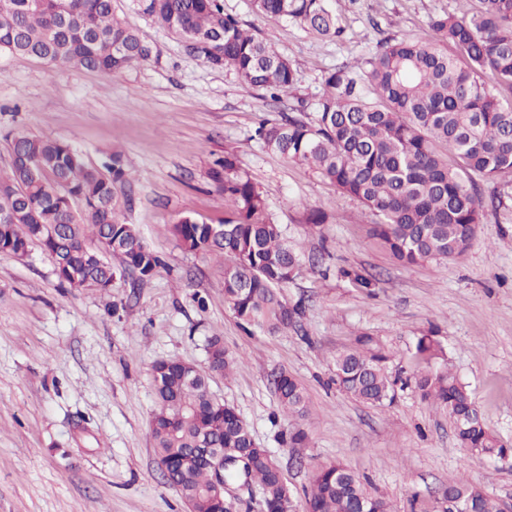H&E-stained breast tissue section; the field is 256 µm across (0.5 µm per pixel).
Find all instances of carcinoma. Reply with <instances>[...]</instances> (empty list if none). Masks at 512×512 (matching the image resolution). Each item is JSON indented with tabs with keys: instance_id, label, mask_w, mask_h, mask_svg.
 <instances>
[{
	"instance_id": "obj_1",
	"label": "carcinoma",
	"mask_w": 512,
	"mask_h": 512,
	"mask_svg": "<svg viewBox=\"0 0 512 512\" xmlns=\"http://www.w3.org/2000/svg\"><path fill=\"white\" fill-rule=\"evenodd\" d=\"M0 9V52L31 55L59 66L107 74L153 59L152 48L121 20L112 0H6ZM143 11L175 36L186 54L233 71L248 87L273 99L296 95L298 76L272 42L224 13L223 0H142ZM270 20L289 19L325 38L343 33L330 0H251ZM462 16L430 18L431 35L391 39L355 66L328 72L314 116L284 115L255 130L271 152L304 165L364 204L378 217L371 236L399 263L455 259L471 247L484 217L482 187L492 197L512 187V103L495 91L512 90V0H478ZM10 170L0 173V249L24 256L41 246L70 288L108 286L117 278L142 281L163 261L125 221L131 180L122 155L90 168L71 146L20 133L11 142ZM210 178L230 203L222 224L185 216L173 236L190 252L224 259V299L245 328L276 334L296 325L299 307L278 288L292 280L300 255L273 221L266 199L230 154L214 162ZM79 202L81 209H73ZM207 369L178 359L152 366L151 420L156 462L191 512H225L213 497V471L202 448L229 454L224 481L242 477L262 492L265 512H390L368 494L358 474L336 462L311 474L301 506L234 407L212 395L208 375L228 373L235 360L218 337L207 344ZM423 365L402 379L372 336L361 333L336 353L332 382L356 401L382 406L406 387L442 404L458 444L485 460L512 457L483 422L465 383L449 369L433 330L416 338ZM288 417L282 444L303 447L309 414L303 386L287 372L275 380ZM436 512H501L500 504L462 477L448 481Z\"/></svg>"
}]
</instances>
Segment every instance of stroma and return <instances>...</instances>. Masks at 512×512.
<instances>
[{
	"label": "stroma",
	"mask_w": 512,
	"mask_h": 512,
	"mask_svg": "<svg viewBox=\"0 0 512 512\" xmlns=\"http://www.w3.org/2000/svg\"><path fill=\"white\" fill-rule=\"evenodd\" d=\"M113 4L158 62L105 74L1 54L0 172L19 133L69 144L95 168L120 152L131 175L127 220L165 264L150 279L100 291L60 286L40 246L0 253V512H188L155 461L151 366L179 359L206 368L214 336L238 365L214 376L210 390L270 450L296 503L313 467L339 461L391 512H432L454 476L511 507L512 463L461 448L444 406L409 388L392 404L364 405L330 377L336 352L361 332L386 347L393 372L410 376L416 336L436 329L486 426L512 445V196L486 209L462 257L403 265L370 238L369 209L254 137L259 119L279 120L299 101L314 114L330 69L356 64L382 40L425 32L431 16L458 12L460 0H336L344 27L336 40L265 19L250 0H224L225 13L271 39L299 71L296 97L278 103L186 55L140 0ZM227 151L301 256L281 295L302 314L284 334L243 328L224 301L223 263L185 250L171 232L183 216L223 223L228 204L209 172ZM310 206L325 213L314 229ZM343 267L373 287H356ZM282 371L309 398L305 447L280 442L287 419L274 379Z\"/></svg>",
	"instance_id": "stroma-1"
}]
</instances>
